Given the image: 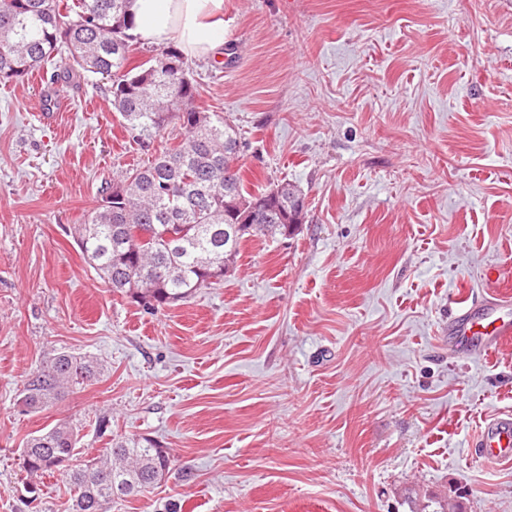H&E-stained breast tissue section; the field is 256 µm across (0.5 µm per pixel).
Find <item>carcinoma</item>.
Instances as JSON below:
<instances>
[{"instance_id": "carcinoma-1", "label": "carcinoma", "mask_w": 512, "mask_h": 512, "mask_svg": "<svg viewBox=\"0 0 512 512\" xmlns=\"http://www.w3.org/2000/svg\"><path fill=\"white\" fill-rule=\"evenodd\" d=\"M130 0H0V80H18L65 49L63 78L83 71L112 81V107L147 137L175 125L176 143L103 187L87 222L72 229L87 262L112 291L141 295L152 313L209 285L208 270L234 260L247 237H288L286 224L302 193L288 182L249 191L238 165L233 125L196 105L188 60L169 45L131 62L136 50ZM99 372L89 356L61 352L23 389L39 409L68 385ZM79 429L68 422L31 437L19 455L29 478L55 473L54 461L77 455ZM169 453L154 441L112 440L106 452L72 470L74 512H104L114 496L136 495L169 472Z\"/></svg>"}]
</instances>
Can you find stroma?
<instances>
[{"label": "stroma", "instance_id": "1", "mask_svg": "<svg viewBox=\"0 0 512 512\" xmlns=\"http://www.w3.org/2000/svg\"><path fill=\"white\" fill-rule=\"evenodd\" d=\"M189 63L246 189L294 184L304 222L147 313L70 230L177 129L138 137L90 73L0 81V512H72L67 470L17 465L62 419L83 460L119 435L171 455L105 512H425L457 487L512 512V462L469 446L512 414V351L448 338L458 289L478 312L512 293V0H224L223 46ZM63 351L100 376L27 410Z\"/></svg>", "mask_w": 512, "mask_h": 512}]
</instances>
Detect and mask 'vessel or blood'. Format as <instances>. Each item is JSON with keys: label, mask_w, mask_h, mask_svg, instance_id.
I'll list each match as a JSON object with an SVG mask.
<instances>
[{"label": "vessel or blood", "mask_w": 512, "mask_h": 512, "mask_svg": "<svg viewBox=\"0 0 512 512\" xmlns=\"http://www.w3.org/2000/svg\"><path fill=\"white\" fill-rule=\"evenodd\" d=\"M469 289H459L453 299L455 314L448 324V334L460 344L475 343L483 355L497 353L512 344V297L499 295L482 315L471 312ZM483 459L508 461L512 459V416L490 419L480 427L471 441Z\"/></svg>", "instance_id": "vessel-or-blood-1"}]
</instances>
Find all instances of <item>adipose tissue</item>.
I'll return each instance as SVG.
<instances>
[{
    "label": "adipose tissue",
    "mask_w": 512,
    "mask_h": 512,
    "mask_svg": "<svg viewBox=\"0 0 512 512\" xmlns=\"http://www.w3.org/2000/svg\"><path fill=\"white\" fill-rule=\"evenodd\" d=\"M131 11L142 41L159 44L174 37L197 58L224 43V0H131Z\"/></svg>",
    "instance_id": "ef3b65f1"
}]
</instances>
